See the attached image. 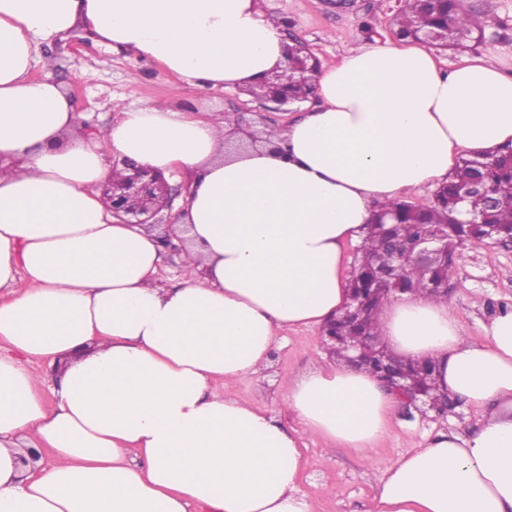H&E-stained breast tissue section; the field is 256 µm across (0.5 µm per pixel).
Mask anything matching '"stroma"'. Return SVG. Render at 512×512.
I'll list each match as a JSON object with an SVG mask.
<instances>
[{"instance_id": "1", "label": "stroma", "mask_w": 512, "mask_h": 512, "mask_svg": "<svg viewBox=\"0 0 512 512\" xmlns=\"http://www.w3.org/2000/svg\"><path fill=\"white\" fill-rule=\"evenodd\" d=\"M464 6L487 20L474 55L512 74V0H464ZM262 7L274 19H287L290 33L307 43L321 66L329 67L352 47L394 41L392 19L402 4L400 0H263ZM47 75L68 89L78 122L99 128L147 99L164 100L187 112L259 111L268 126H283L296 118L292 112L263 110L259 101L236 90L202 95L161 64L101 45L82 31L76 38L39 47L30 77L39 80ZM453 284L451 311L464 337L482 341L483 322L499 308L512 305V244L464 246ZM320 336L316 327L291 333L286 345L274 349L267 367L230 388V395L259 404L284 425H291L278 401V380L283 373L303 372L317 364L323 351ZM479 420V412L462 402L444 418L399 408L388 436L365 454L342 447L331 450L321 438L304 437L309 466L300 489L318 498L320 512H365L380 474L403 454L421 447L428 433L469 432Z\"/></svg>"}]
</instances>
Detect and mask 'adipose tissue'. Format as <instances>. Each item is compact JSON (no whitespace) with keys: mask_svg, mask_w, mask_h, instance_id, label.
Listing matches in <instances>:
<instances>
[{"mask_svg":"<svg viewBox=\"0 0 512 512\" xmlns=\"http://www.w3.org/2000/svg\"><path fill=\"white\" fill-rule=\"evenodd\" d=\"M78 26L204 93L284 58L259 0H0V512H317L299 490L303 437L368 452L393 397L345 362L291 372L287 428L227 389L342 306L344 246L377 206L448 181L459 154L512 144V75L477 56L447 70L412 43L357 46L318 73V106L255 147L236 148L223 116L164 101L83 137L69 93L30 77L38 44ZM115 155L189 175L178 285L158 278L156 232L100 199ZM379 323L482 421L385 469L369 512H512V308L479 343L416 291ZM65 356L45 403L34 361ZM29 448L49 462L22 466Z\"/></svg>","mask_w":512,"mask_h":512,"instance_id":"1","label":"adipose tissue"}]
</instances>
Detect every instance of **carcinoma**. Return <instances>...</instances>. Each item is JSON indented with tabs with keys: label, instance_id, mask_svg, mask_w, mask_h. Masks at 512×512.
<instances>
[{
	"label": "carcinoma",
	"instance_id": "obj_1",
	"mask_svg": "<svg viewBox=\"0 0 512 512\" xmlns=\"http://www.w3.org/2000/svg\"><path fill=\"white\" fill-rule=\"evenodd\" d=\"M422 0H406L405 8L393 19L398 32L406 37L417 33L448 31L447 47L464 52L474 47L484 33L486 20L464 8L463 0H441L433 7H424ZM295 100L303 102L313 93V81L304 86L295 83L290 71L282 74ZM476 215L482 224H467ZM436 233L448 236V250H457L474 241L512 236V146L482 160L463 158L453 179L439 188L433 200L425 205L396 201L380 206L369 224L368 234L356 248L349 282L351 296L366 300V314L338 318L332 325L337 354L355 343L368 341L372 350L361 366L378 374L382 371L381 356L386 351L381 342L378 323L380 307L394 294L416 289L430 296L451 300V293L440 290V282L448 277L443 269L429 270L394 257V243H411ZM406 380L429 392L439 402L453 406V400L434 386L435 366L403 362Z\"/></svg>",
	"mask_w": 512,
	"mask_h": 512
}]
</instances>
